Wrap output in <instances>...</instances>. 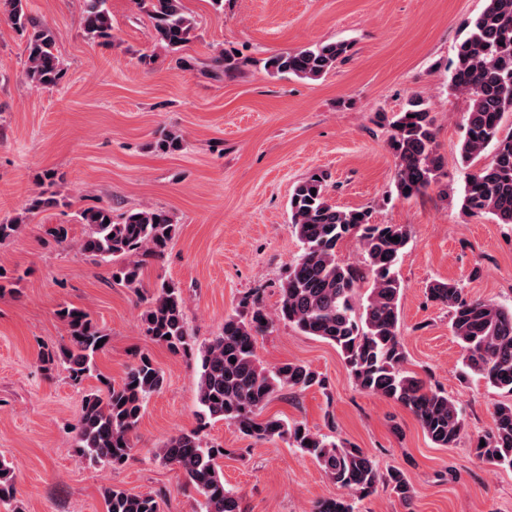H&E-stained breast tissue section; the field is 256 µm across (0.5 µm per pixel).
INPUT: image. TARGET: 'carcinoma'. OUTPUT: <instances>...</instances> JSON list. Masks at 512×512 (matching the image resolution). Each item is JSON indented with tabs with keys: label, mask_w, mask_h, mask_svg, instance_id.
<instances>
[{
	"label": "carcinoma",
	"mask_w": 512,
	"mask_h": 512,
	"mask_svg": "<svg viewBox=\"0 0 512 512\" xmlns=\"http://www.w3.org/2000/svg\"><path fill=\"white\" fill-rule=\"evenodd\" d=\"M153 21L158 41L179 50L193 29L183 0H138ZM0 16L25 39V79L54 87L64 76L56 54L54 31L34 17L26 0H0ZM84 36L101 44L112 42V13L108 0H81ZM456 47L448 87L469 99L460 158L469 168L461 206L475 216L491 215L512 224V129L503 116L512 112V0H487L485 9L467 25ZM345 41L318 44L270 56L267 67L276 74L316 80L346 58ZM388 145L395 157L398 195L417 196L437 182L444 162L437 151L434 118L424 99L414 96L389 123ZM316 194H311V189ZM291 227L301 254L279 285L275 315L267 313L260 292L241 301V310L224 318L222 332L201 349L197 382L202 420L226 421L257 440L281 438L313 458L347 495L321 499L313 512H356L354 499L373 494L379 484L401 501L412 498L404 472L381 474L373 459L354 446L338 444L326 434L281 418L265 417L273 395L284 389L323 388L324 377L302 362L272 368L255 352L257 337L283 321L336 345L359 390L394 401L409 410L437 448L455 446L465 428L457 403L409 374L400 339V298L403 283L398 265L410 240L405 226L373 224L366 208L341 209L329 202L327 176L320 172L299 182L289 201ZM86 227L80 252L106 267L107 282L136 288L149 260L162 257L176 233L172 216L162 209L128 212L112 221V208L91 206L79 213ZM349 236L357 237L364 258L360 265L343 263L336 249ZM398 237L393 242L391 238ZM368 285L365 301L355 295ZM427 300L448 308L451 329L462 351V377H477L512 395V306L467 298L457 284L435 280L425 289ZM57 317L68 331V343L57 352L40 353L50 368L60 361L70 379L80 384L94 375L103 387L83 398L73 427L76 454L94 463L118 467L134 449V435L147 399L164 383L161 370L147 353H137L118 385L96 372L95 357L108 346L110 334L85 310L62 305ZM142 322L146 335L174 354L195 350L185 326L181 290L163 282L147 303ZM170 338H165V335ZM101 347H96V344ZM236 362H231V359ZM477 456L494 466H512V400L496 406L491 427L475 442ZM225 449L207 443L200 429L180 431L156 451L164 464L182 471L184 486L202 501L200 512H242L241 499L224 484L219 460ZM16 498L13 467L0 460V504ZM107 512H160L152 495L119 488L105 492Z\"/></svg>",
	"instance_id": "obj_1"
}]
</instances>
